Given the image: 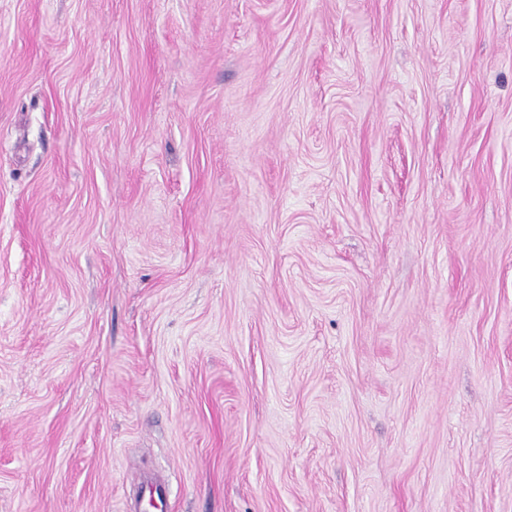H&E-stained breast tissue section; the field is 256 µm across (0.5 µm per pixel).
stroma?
I'll return each mask as SVG.
<instances>
[{
  "instance_id": "obj_1",
  "label": "stroma",
  "mask_w": 512,
  "mask_h": 512,
  "mask_svg": "<svg viewBox=\"0 0 512 512\" xmlns=\"http://www.w3.org/2000/svg\"><path fill=\"white\" fill-rule=\"evenodd\" d=\"M512 512V0H0V512Z\"/></svg>"
}]
</instances>
